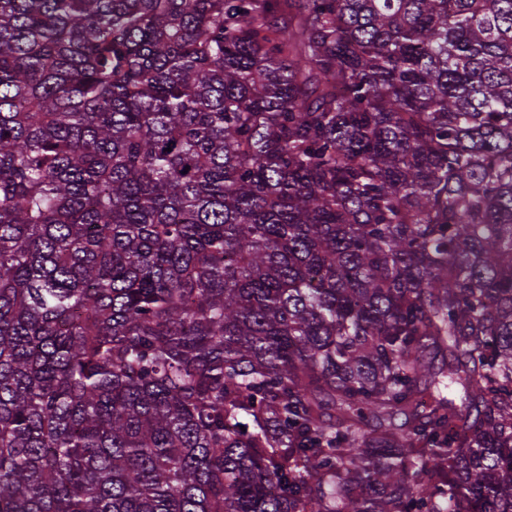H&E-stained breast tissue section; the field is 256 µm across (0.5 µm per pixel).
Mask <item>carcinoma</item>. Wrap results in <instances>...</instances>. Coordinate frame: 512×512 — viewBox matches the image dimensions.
<instances>
[{
    "label": "carcinoma",
    "mask_w": 512,
    "mask_h": 512,
    "mask_svg": "<svg viewBox=\"0 0 512 512\" xmlns=\"http://www.w3.org/2000/svg\"><path fill=\"white\" fill-rule=\"evenodd\" d=\"M0 512H512V0H0Z\"/></svg>",
    "instance_id": "1"
}]
</instances>
